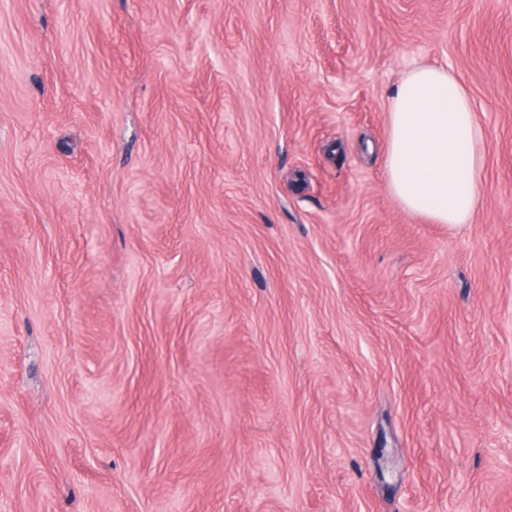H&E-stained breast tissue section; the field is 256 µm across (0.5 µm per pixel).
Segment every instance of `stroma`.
<instances>
[{
	"label": "stroma",
	"instance_id": "stroma-1",
	"mask_svg": "<svg viewBox=\"0 0 512 512\" xmlns=\"http://www.w3.org/2000/svg\"><path fill=\"white\" fill-rule=\"evenodd\" d=\"M419 64L469 224L389 190ZM0 512H512V0H0ZM388 116L392 194L436 224L472 223L483 192L486 142L464 86L444 67L414 66L396 86Z\"/></svg>",
	"mask_w": 512,
	"mask_h": 512
}]
</instances>
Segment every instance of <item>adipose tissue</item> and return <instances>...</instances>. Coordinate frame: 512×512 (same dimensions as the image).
I'll list each match as a JSON object with an SVG mask.
<instances>
[{
    "instance_id": "1",
    "label": "adipose tissue",
    "mask_w": 512,
    "mask_h": 512,
    "mask_svg": "<svg viewBox=\"0 0 512 512\" xmlns=\"http://www.w3.org/2000/svg\"><path fill=\"white\" fill-rule=\"evenodd\" d=\"M388 116L392 194L434 223H472L483 192L486 142L464 86L446 68L414 66L398 83Z\"/></svg>"
}]
</instances>
